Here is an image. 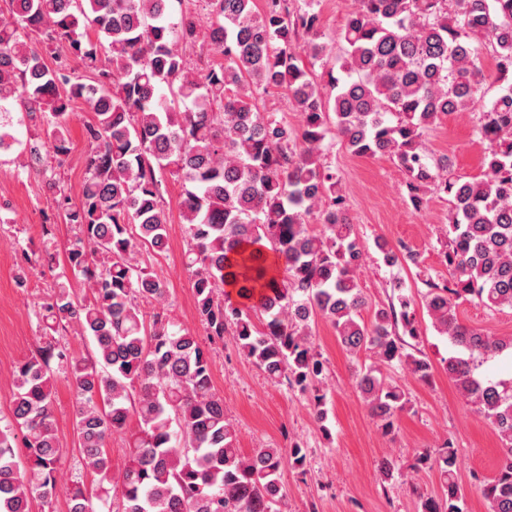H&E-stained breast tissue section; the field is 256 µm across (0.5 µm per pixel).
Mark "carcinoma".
Returning a JSON list of instances; mask_svg holds the SVG:
<instances>
[{
	"mask_svg": "<svg viewBox=\"0 0 512 512\" xmlns=\"http://www.w3.org/2000/svg\"><path fill=\"white\" fill-rule=\"evenodd\" d=\"M314 6L206 0L205 17L176 18L168 0H9L0 17V153L16 152L13 162L73 226L66 261L86 291L59 272L38 304L44 341L16 365L10 422L0 428V512H31L35 499L47 507L61 490L52 411L60 374L75 394L81 465L93 476L90 487L66 486L68 512H276L282 468L308 466L299 442L243 452L207 346L163 312L146 322L142 306L168 296L141 258L167 245L166 175L181 183L185 265L209 342L230 336L272 383L311 393L322 423L324 362L312 336L321 318L349 354H373L355 388L382 432L393 431L410 397L388 371L427 383L432 364L408 351L420 329L400 279L388 304L363 318L366 245L324 162L335 140L355 156L392 160L412 206L429 192L448 197L439 230L447 276L425 280L422 304L456 348L444 361L448 378L502 444L500 468L481 489L488 512H512V377L482 371L512 357V337L457 316L466 302L512 309V83L482 106L483 177L452 173L422 140L481 98L473 42L486 43L501 81L512 74V0H355L336 34L344 76L327 72L328 95L302 59L322 64L331 51ZM201 37L222 60L192 69L186 51ZM71 55L92 82L71 69ZM273 89L288 92L299 127L259 110L258 96ZM78 105L90 119L74 203L54 170L72 151ZM44 233L38 260L52 272L54 234ZM376 247L387 267L418 263L385 241ZM71 331L93 349L72 351ZM115 435L127 442L118 473L107 453ZM421 460L443 493L422 498L420 512H466L457 449L448 443Z\"/></svg>",
	"mask_w": 512,
	"mask_h": 512,
	"instance_id": "1",
	"label": "carcinoma"
}]
</instances>
